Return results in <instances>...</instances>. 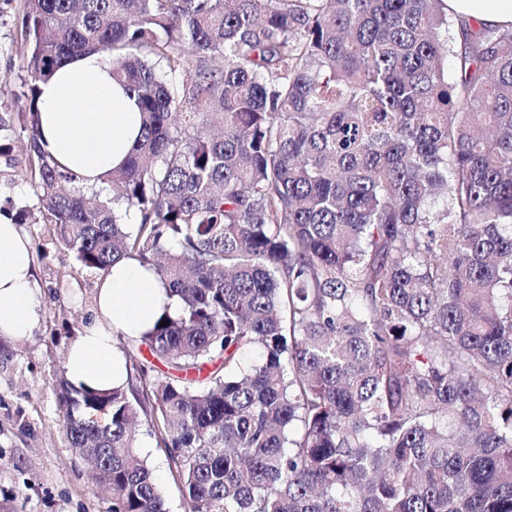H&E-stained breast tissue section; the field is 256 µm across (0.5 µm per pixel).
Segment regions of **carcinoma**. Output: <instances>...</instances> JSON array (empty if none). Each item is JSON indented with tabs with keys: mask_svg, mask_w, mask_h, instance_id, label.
<instances>
[{
	"mask_svg": "<svg viewBox=\"0 0 512 512\" xmlns=\"http://www.w3.org/2000/svg\"><path fill=\"white\" fill-rule=\"evenodd\" d=\"M45 234L177 297L127 385L59 379L112 512H512V26L445 0H19ZM103 53L136 98L89 187L41 144L39 84ZM259 358L243 365L241 354ZM140 451L147 458L148 463L154 469L155 475L165 492V503L168 512H183L178 493L175 489L164 451L156 447L155 438L144 434L140 436Z\"/></svg>",
	"mask_w": 512,
	"mask_h": 512,
	"instance_id": "cac0c4a2",
	"label": "carcinoma"
}]
</instances>
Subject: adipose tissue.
Masks as SVG:
<instances>
[{"label":"adipose tissue","mask_w":512,"mask_h":512,"mask_svg":"<svg viewBox=\"0 0 512 512\" xmlns=\"http://www.w3.org/2000/svg\"><path fill=\"white\" fill-rule=\"evenodd\" d=\"M450 15L490 27L512 25V0H446ZM42 146L60 170L96 186L124 164L141 133L135 98L113 81L112 64L99 53L62 62L39 85ZM41 307L28 237L0 215V337L32 335ZM159 277L131 257L116 261L97 282L91 322L66 355L68 381L78 388L108 390L127 382V359L117 336L137 338L163 312H175Z\"/></svg>","instance_id":"adipose-tissue-1"}]
</instances>
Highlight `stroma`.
Wrapping results in <instances>:
<instances>
[{
	"mask_svg": "<svg viewBox=\"0 0 512 512\" xmlns=\"http://www.w3.org/2000/svg\"><path fill=\"white\" fill-rule=\"evenodd\" d=\"M19 23L14 9L0 10V101L9 104L24 74L12 46ZM12 157V166L0 161V195L36 206L22 141L14 142ZM24 230L42 305L33 334L0 350V512H111L110 498L65 438L57 388L67 351L94 307L99 275L78 270L69 253L47 240L42 225ZM140 451L159 478L168 512H183L164 451L145 434Z\"/></svg>",
	"mask_w": 512,
	"mask_h": 512,
	"instance_id": "stroma-1",
	"label": "stroma"
}]
</instances>
